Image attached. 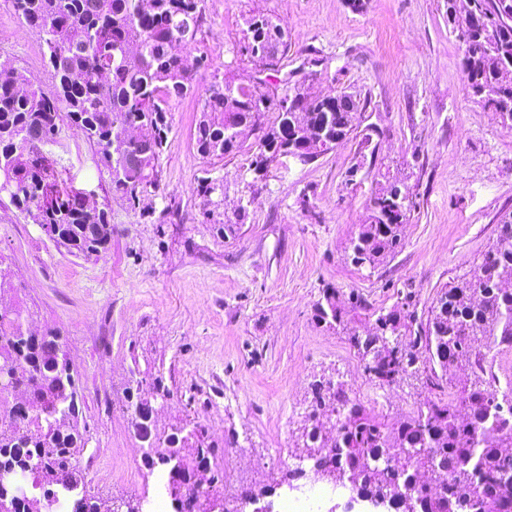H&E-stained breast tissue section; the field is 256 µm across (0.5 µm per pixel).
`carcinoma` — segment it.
I'll use <instances>...</instances> for the list:
<instances>
[{
	"label": "carcinoma",
	"instance_id": "obj_1",
	"mask_svg": "<svg viewBox=\"0 0 512 512\" xmlns=\"http://www.w3.org/2000/svg\"><path fill=\"white\" fill-rule=\"evenodd\" d=\"M200 0H13L18 17L41 29L45 65L54 89L45 93L16 89L17 71L0 62V164L11 166L16 184L11 196L26 214L40 212L39 225L56 245L74 257L104 254L112 242L109 212L101 208L89 220L82 196L50 181L45 157L26 146V136L52 141L60 122L79 127L96 148L107 170L111 190L131 208L139 194L156 183V162L169 132L170 103L197 91L192 71L173 53L182 45L185 23L199 24ZM448 26L465 42V91L485 108L502 116L512 113V86L500 83V70L512 63V0H447ZM244 45L258 44L268 56H249L264 68L288 50L272 18H249ZM224 91L204 89L194 139L204 158H223L241 148L239 135L258 129L261 152L254 163L256 178L268 162L297 150L312 160L320 156L316 142L326 135L342 141L361 123L360 98L341 93L331 100L307 98L297 92L278 99L260 91L258 78L248 82L226 78ZM295 98L286 107L281 102ZM277 110L276 122L264 126L265 113ZM139 130L150 152L135 167L120 157L118 125ZM413 201L392 183L371 196L369 222L350 239L352 263L376 267L401 242V228ZM512 212L502 215L496 241L481 264L456 284L442 290L430 310L426 327L402 346L390 337L409 332L412 323L397 312H372L374 332L362 336L328 288L314 308L317 324L347 333L365 369L391 384L406 375L426 374L425 384L440 388L437 371L471 367L477 381L459 391L456 402L428 400L417 415L385 423L354 402L341 385H313V410L302 432L313 468L336 473V480H355L356 495L380 500L394 512H512V384L500 389L486 375V356L497 346H512ZM32 316L23 306L0 307V385L15 382L32 396L30 405L12 401L0 389V469L16 472L18 481L0 485V497L13 512H33L51 488L56 499L47 512H60L72 499L73 512H114L112 502L86 487L81 452L89 435L80 427L82 397L78 371L72 365L61 332L41 334L24 327ZM131 427L143 447L149 469L175 471L167 486L175 512H230L224 499V451L211 441L185 446V427L154 432L149 406L168 404L173 392L157 371L131 378L125 388ZM335 414L324 429L323 416ZM402 460L399 468L381 467L384 456ZM436 465L432 475L444 485L436 494L415 482L419 467ZM211 472L207 489L186 493L197 468ZM288 473L260 487L247 486L239 500L268 497L290 480Z\"/></svg>",
	"mask_w": 512,
	"mask_h": 512
}]
</instances>
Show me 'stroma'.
<instances>
[{
	"instance_id": "obj_1",
	"label": "stroma",
	"mask_w": 512,
	"mask_h": 512,
	"mask_svg": "<svg viewBox=\"0 0 512 512\" xmlns=\"http://www.w3.org/2000/svg\"><path fill=\"white\" fill-rule=\"evenodd\" d=\"M203 22L192 57L205 60L198 88L252 74L234 61L247 20L279 24L288 53L263 77L267 90L312 97L359 95L360 127L315 161L288 157L255 180L258 135L240 152L204 158L194 143L200 96L172 101L170 131L157 164L158 183L139 207L110 189L109 176L81 130L61 122L43 145L51 172L67 190L110 212L112 246L100 258L59 251L38 225L0 193V268L13 292L8 306H30L32 331L60 330L80 378L90 441L82 455L87 488L103 498L154 499L161 470L131 456L136 442L125 388L154 365L175 393L158 426L187 417L224 451V496L306 465L301 433L311 385H343L367 411L394 423L426 400H448L472 386L470 368L443 388L424 375L380 384L368 375L344 333L317 325L325 288L342 307L357 295L359 333L373 311L401 307L426 322L437 294L470 276L512 212V129L470 98L463 53L448 26L446 0H202ZM51 91L38 32L0 0V62ZM220 185L210 207L202 180ZM414 207L395 253L376 268L356 267L348 250L368 220L370 197L392 181ZM245 217L236 236L224 218Z\"/></svg>"
}]
</instances>
